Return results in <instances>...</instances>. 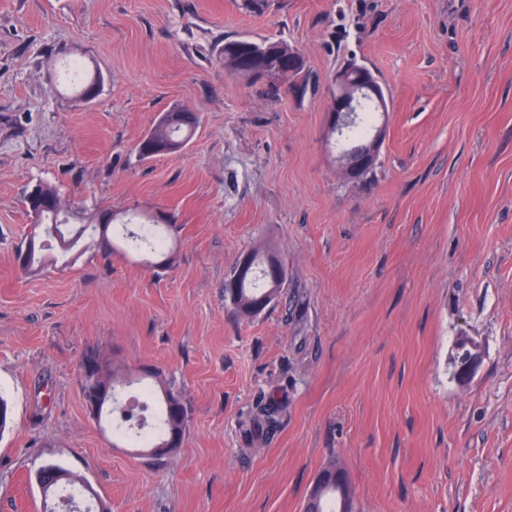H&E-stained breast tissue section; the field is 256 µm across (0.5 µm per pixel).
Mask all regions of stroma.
<instances>
[{
    "label": "stroma",
    "mask_w": 512,
    "mask_h": 512,
    "mask_svg": "<svg viewBox=\"0 0 512 512\" xmlns=\"http://www.w3.org/2000/svg\"><path fill=\"white\" fill-rule=\"evenodd\" d=\"M284 40L291 85L225 74L226 41ZM81 58L95 99L58 83ZM367 67L389 110L377 164L345 178L330 88ZM200 115L140 158L159 116ZM165 212L171 267L87 249L21 275L23 196ZM270 246L282 293L238 318L224 280ZM479 362L456 375L459 341ZM156 369L188 422L173 454L113 445L81 364ZM0 512L81 473L112 512H302L330 458L353 512H512V0H0ZM274 396L279 426L244 421Z\"/></svg>",
    "instance_id": "stroma-1"
}]
</instances>
